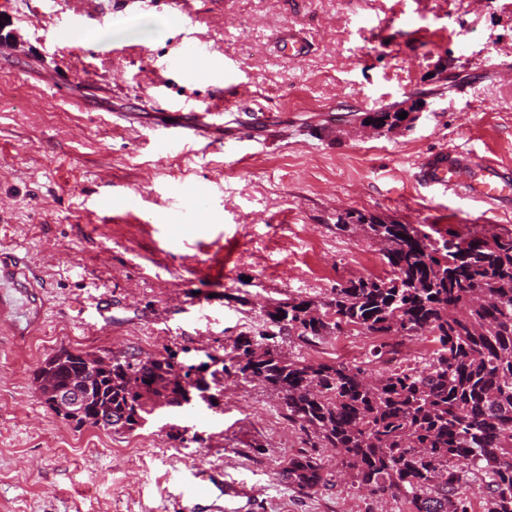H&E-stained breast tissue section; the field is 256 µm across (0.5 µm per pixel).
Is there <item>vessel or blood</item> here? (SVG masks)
I'll use <instances>...</instances> for the list:
<instances>
[{"mask_svg": "<svg viewBox=\"0 0 512 512\" xmlns=\"http://www.w3.org/2000/svg\"><path fill=\"white\" fill-rule=\"evenodd\" d=\"M282 53L292 60L303 57L308 50L306 39L293 30L277 36ZM191 49L200 63L215 79L223 82L226 58L213 54L204 43H193ZM222 113L215 109L191 111L182 125L157 131L153 145L164 156L184 155L195 147H223V139L214 133L223 129ZM418 181L438 193H454L459 197L487 204L498 205L512 199V169L495 160L459 149H443L425 158L418 166ZM197 201V190L188 185L169 197L165 204L162 222L178 225L184 230L182 241L194 245L189 229L192 225L190 211ZM98 206L102 212L113 216L131 214L137 207L135 197L114 199L104 196ZM46 287L39 271L32 265L27 253L12 250L0 251V321H12L18 298H26L33 307L27 320L28 328H36L43 314V291Z\"/></svg>", "mask_w": 512, "mask_h": 512, "instance_id": "obj_1", "label": "vessel or blood"}]
</instances>
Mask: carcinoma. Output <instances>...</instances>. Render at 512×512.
<instances>
[{
	"mask_svg": "<svg viewBox=\"0 0 512 512\" xmlns=\"http://www.w3.org/2000/svg\"><path fill=\"white\" fill-rule=\"evenodd\" d=\"M397 120L388 110L362 115L378 127ZM335 227L385 243V275L338 283L325 300L278 302L259 339L242 336L231 354L209 357L219 369L202 362L185 371L173 352L143 361L125 354L89 375L93 391L114 424L133 431L160 401L183 407L182 382L208 389L231 371L277 391L288 422L309 440L280 471L299 490L327 483L316 449L334 448L359 487L403 497L415 512H466L458 482L469 465L488 478V512H512V230L448 239L432 225L367 224L350 212ZM343 331L377 337L371 357L389 363L398 337L427 332L436 348L421 368L398 364L369 380L359 366L287 358L276 346L285 333L310 343ZM55 364L75 371L80 355L63 348Z\"/></svg>",
	"mask_w": 512,
	"mask_h": 512,
	"instance_id": "obj_1",
	"label": "carcinoma"
}]
</instances>
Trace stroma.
Here are the masks:
<instances>
[{
	"instance_id": "1",
	"label": "stroma",
	"mask_w": 512,
	"mask_h": 512,
	"mask_svg": "<svg viewBox=\"0 0 512 512\" xmlns=\"http://www.w3.org/2000/svg\"><path fill=\"white\" fill-rule=\"evenodd\" d=\"M123 0H99L102 24L56 35L57 16L83 0H12L0 12V250L19 248L51 283L41 326L25 340L0 327V512H212L207 484L190 497L184 478L216 469L245 497L223 512H411L408 500L358 488L320 449L333 477L305 493L278 472L304 449L263 383L223 381L217 405L164 408L133 432L75 430L45 404L33 380L60 348L137 356L177 352L188 364L231 351L238 336L266 329L288 295L329 296L336 283L381 276V247L340 233L337 213L432 224L460 234L512 230V203L470 204L418 183L425 156L458 148L512 166V0H194L195 35L230 58L226 93L194 59L163 65L186 37L173 12L148 0L110 23ZM303 31L309 53L289 61L279 32ZM64 80L52 87L49 73ZM216 107L236 126L261 105L268 131L231 153L158 156L151 132L176 100ZM424 100L409 129L364 131L358 115ZM182 183L212 197L195 212L198 247L159 225L161 204ZM139 197L113 221L100 195ZM235 239L224 278L210 272L218 246ZM112 306L104 324L100 298ZM289 357L357 365L374 376L373 337L343 333L306 343L278 337ZM184 432L183 442L168 437Z\"/></svg>"
}]
</instances>
